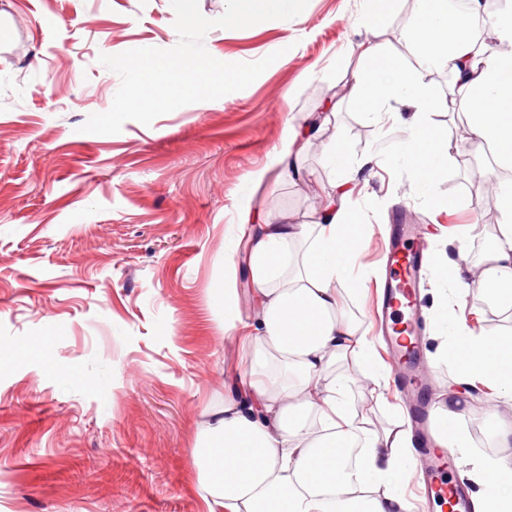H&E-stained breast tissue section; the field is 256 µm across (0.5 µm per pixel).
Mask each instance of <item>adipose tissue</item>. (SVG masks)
I'll list each match as a JSON object with an SVG mask.
<instances>
[{"label":"adipose tissue","mask_w":512,"mask_h":512,"mask_svg":"<svg viewBox=\"0 0 512 512\" xmlns=\"http://www.w3.org/2000/svg\"><path fill=\"white\" fill-rule=\"evenodd\" d=\"M494 44L473 38L448 9V0H420L406 31L414 63L402 65L381 46L362 53L354 91L367 108L394 101L414 112L397 143L411 163L417 188L437 178L448 156L447 139L432 132L435 98L424 78L433 66L447 67L454 96L468 104L471 137L486 145L496 163L512 168V0L495 16ZM348 190L329 200L320 222L286 224L271 218L255 225L245 269L261 312L257 336L243 339L254 356L248 376L204 428L193 457L206 484L208 512H410L399 488L410 473L413 445L404 428L371 432L355 424L346 395L351 383L322 378L338 361L373 351L340 311L342 291L364 286L353 269L362 251L358 214ZM501 224L479 270L465 259L442 258L456 297L472 289L495 294L512 308V183L499 184ZM311 239L302 259L290 247ZM442 358L455 363L461 379L490 381L512 396V336L457 333ZM480 512H512V468L479 461Z\"/></svg>","instance_id":"adipose-tissue-1"}]
</instances>
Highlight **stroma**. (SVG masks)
I'll return each mask as SVG.
<instances>
[{"label":"stroma","mask_w":512,"mask_h":512,"mask_svg":"<svg viewBox=\"0 0 512 512\" xmlns=\"http://www.w3.org/2000/svg\"><path fill=\"white\" fill-rule=\"evenodd\" d=\"M418 10L398 0L372 29L362 0H309L290 20L212 29L203 44L216 59L279 58L244 90L97 134L82 126L120 85L99 55L174 47L170 0H0V512H208L193 450L248 370L238 337L224 334L225 289L242 322L260 314L231 256L265 218L319 219L343 177L325 160L339 138L365 170L350 201L373 227L355 268L367 286L345 294L341 312L370 340L379 377L351 360L333 372L354 380L357 422L381 432L405 419L411 399L371 316L389 227L406 213L431 254L451 256L456 236L481 225L465 247L478 266L475 247L496 230L479 189L501 175L468 142L462 110L441 107L433 125L453 147L431 188L415 191L390 147L406 106L391 103L378 122L353 100L364 44L405 57L400 34ZM325 114L278 163L291 135ZM448 198L452 211L435 208ZM420 300L435 400L473 409L456 422L469 447L454 462L512 468V447L490 448L481 416L490 405L512 421V397L462 382L438 357L453 325L507 332L512 310L485 308L478 292L457 298L432 271Z\"/></svg>","instance_id":"1"}]
</instances>
